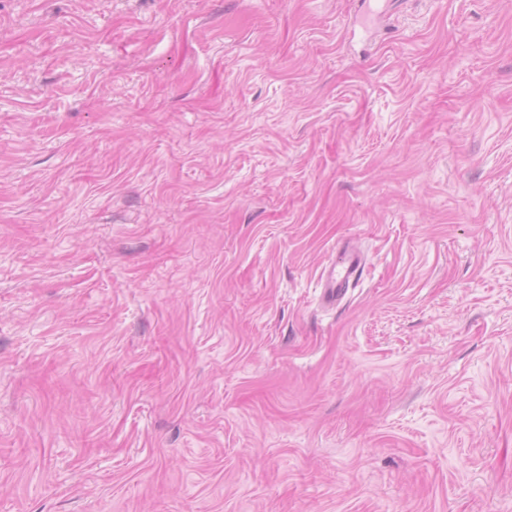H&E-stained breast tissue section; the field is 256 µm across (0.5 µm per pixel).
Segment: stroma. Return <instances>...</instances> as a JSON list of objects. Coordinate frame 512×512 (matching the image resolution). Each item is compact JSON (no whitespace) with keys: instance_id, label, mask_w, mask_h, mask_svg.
<instances>
[{"instance_id":"35a3bbf8","label":"stroma","mask_w":512,"mask_h":512,"mask_svg":"<svg viewBox=\"0 0 512 512\" xmlns=\"http://www.w3.org/2000/svg\"><path fill=\"white\" fill-rule=\"evenodd\" d=\"M0 512H512V0H0ZM365 269L362 254L347 247L337 249L336 258L328 265L321 276L323 298L335 304L342 299Z\"/></svg>"}]
</instances>
